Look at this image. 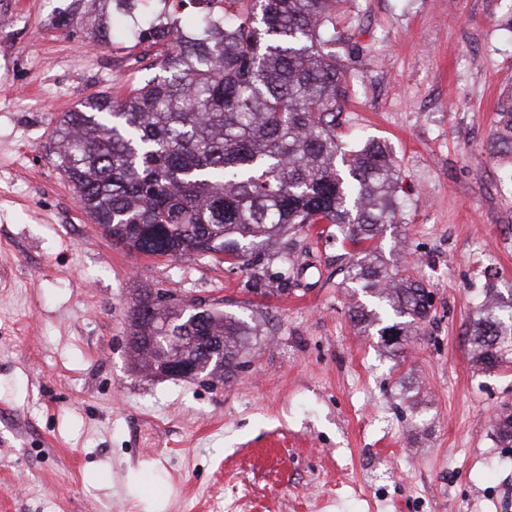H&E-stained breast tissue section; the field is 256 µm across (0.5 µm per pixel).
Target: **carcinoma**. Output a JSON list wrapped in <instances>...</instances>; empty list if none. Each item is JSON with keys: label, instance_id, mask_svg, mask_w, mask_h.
<instances>
[{"label": "carcinoma", "instance_id": "cac0c4a2", "mask_svg": "<svg viewBox=\"0 0 512 512\" xmlns=\"http://www.w3.org/2000/svg\"><path fill=\"white\" fill-rule=\"evenodd\" d=\"M191 16L195 31L169 38L181 25L160 13L139 39L136 59L164 75L62 115L50 155L73 184L82 208L112 241L136 253L222 251L245 263L249 254L290 228L334 224L355 252L349 279L374 299L353 321L399 336L429 315L426 289L396 277L371 243L396 220L398 171L386 145L342 152L336 127L346 72L336 61V12L344 0H240L247 7L224 23V0ZM497 141L512 148V107L501 112ZM185 331L181 351L197 356L195 336H219L224 368L235 365L243 319L213 312L185 319L163 308L134 325L135 336ZM156 371L158 356L130 340ZM471 350L486 368L509 359L512 303L482 306Z\"/></svg>", "mask_w": 512, "mask_h": 512}]
</instances>
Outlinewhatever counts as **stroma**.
<instances>
[{"instance_id":"35a3bbf8","label":"stroma","mask_w":512,"mask_h":512,"mask_svg":"<svg viewBox=\"0 0 512 512\" xmlns=\"http://www.w3.org/2000/svg\"><path fill=\"white\" fill-rule=\"evenodd\" d=\"M87 0H0V512H512V363L471 351L487 287L512 289V0H346L338 139L391 148L401 191L376 241L432 295L401 354L350 317L332 224L250 265L113 244L46 153L56 122L142 80L96 42ZM287 276V291L278 279ZM172 292L248 321L237 367L161 379L130 310Z\"/></svg>"}]
</instances>
